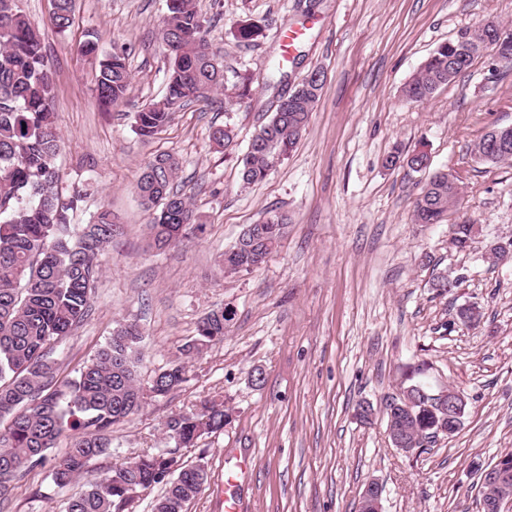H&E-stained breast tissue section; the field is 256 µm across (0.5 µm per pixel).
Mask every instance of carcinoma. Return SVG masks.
Segmentation results:
<instances>
[{
  "label": "carcinoma",
  "mask_w": 512,
  "mask_h": 512,
  "mask_svg": "<svg viewBox=\"0 0 512 512\" xmlns=\"http://www.w3.org/2000/svg\"><path fill=\"white\" fill-rule=\"evenodd\" d=\"M74 0H54L48 24L65 32L72 23ZM161 39L168 59L166 91L134 115L133 131L152 139L174 119L177 109L206 102L224 85V69L207 40V20L193 0H166ZM471 28L441 42L403 87L406 99L427 101L454 82L475 57L448 61L450 45L470 35ZM90 51L99 57L94 97L99 107L125 99L130 70L124 53ZM43 51L42 26L23 14L18 0H0V502L31 470L50 465L53 485L78 491L65 502V512H131L133 493L159 489L153 512H186L208 481L205 464L188 465L181 449L191 448L204 434L218 433L227 423L224 404L205 400L199 408L170 416L164 423L174 447L143 454L131 462L84 479L89 463L110 453L112 428L139 412L146 399H164L188 381L185 362L174 361L156 372L148 386L139 377V344L143 335L134 323L120 325L71 379L59 376L53 358L58 343L81 326L92 311L101 273L99 257L122 234V224L108 208L95 212L86 224L71 223L70 212L90 195L75 188L68 198L59 191L57 158L61 136L52 112L54 78ZM324 84L301 80L279 94L270 119L252 138L242 161V184L266 178L292 150L305 130ZM507 152H495L486 137L474 145L483 163L512 160V131ZM412 158L420 169L430 166L420 147L406 155L396 149L386 162ZM179 159L158 153L144 162L136 191L153 211L148 224L151 242L159 250L175 247L204 231L201 216L175 186ZM459 188L448 176L434 173L416 199L417 224H438L456 206ZM254 232L247 225L224 252V270L250 272L259 268L277 245L288 215L270 210ZM474 224L451 225L459 252L473 243ZM224 309H212L197 324V334L181 347L182 354L224 340ZM414 423L430 438L440 421L427 405L413 408ZM66 441L62 454L49 462V452Z\"/></svg>",
  "instance_id": "obj_1"
}]
</instances>
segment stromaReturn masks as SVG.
Returning a JSON list of instances; mask_svg holds the SVG:
<instances>
[{
    "label": "stroma",
    "instance_id": "1",
    "mask_svg": "<svg viewBox=\"0 0 512 512\" xmlns=\"http://www.w3.org/2000/svg\"><path fill=\"white\" fill-rule=\"evenodd\" d=\"M194 2L210 22L224 85L178 109L150 140L132 124L165 93L166 0H75L70 31H44L63 192L95 186L71 221L87 223L105 205L123 224L102 257L90 316L56 350L62 377H75L118 322L133 321L149 380L180 358L205 313L233 312L223 342L189 359L190 382L115 426L112 452L92 472L167 447L162 421L213 399L232 419L183 451L209 475L187 512H226L224 472L243 459L247 472L233 489L241 512H359L372 479L382 512H481L476 467L512 450V262L486 254L512 239V162L477 163L472 148L492 125L512 124V70L491 75L484 55L426 103L406 101L401 89L460 29L494 19L512 31V0ZM242 21L261 29L256 41H238ZM291 31L298 37L288 47ZM88 40L125 52L132 75L125 101L107 114L93 95L98 62L80 52ZM317 67L325 85L293 151L263 181L242 186L248 143L278 93ZM245 73L253 92L241 101L234 86ZM225 123L237 137L221 148L211 130ZM421 144L428 169L384 167L394 147ZM160 152L179 157L178 182L207 221L202 236L165 251L151 247L150 213L134 189L144 161ZM440 170L458 177L459 202L445 223H415L414 203ZM271 210L289 218L278 247L261 268L224 275L225 249ZM463 220L480 232L459 252L449 227ZM442 272L457 281L446 293L433 286ZM473 302L484 317L468 328L457 311ZM416 368L428 386L459 390L467 406L456 433L403 453L384 418L364 425L355 409L395 395ZM65 499L39 467L0 512H63Z\"/></svg>",
    "mask_w": 512,
    "mask_h": 512
}]
</instances>
